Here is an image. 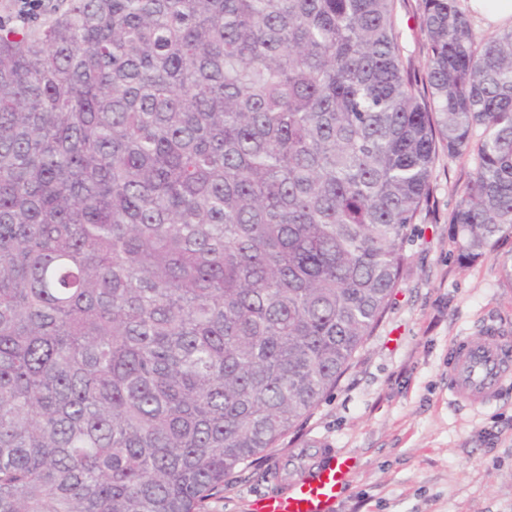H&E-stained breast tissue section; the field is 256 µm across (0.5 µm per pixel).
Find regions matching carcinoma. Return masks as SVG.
Wrapping results in <instances>:
<instances>
[{
  "instance_id": "obj_1",
  "label": "carcinoma",
  "mask_w": 512,
  "mask_h": 512,
  "mask_svg": "<svg viewBox=\"0 0 512 512\" xmlns=\"http://www.w3.org/2000/svg\"><path fill=\"white\" fill-rule=\"evenodd\" d=\"M65 0L0 21V512H204L389 306L438 149L512 235V27L424 0ZM396 3V28L403 63L411 73L422 77L426 71V33L422 27L423 0H397Z\"/></svg>"
}]
</instances>
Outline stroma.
Here are the masks:
<instances>
[{"label": "stroma", "mask_w": 512, "mask_h": 512, "mask_svg": "<svg viewBox=\"0 0 512 512\" xmlns=\"http://www.w3.org/2000/svg\"><path fill=\"white\" fill-rule=\"evenodd\" d=\"M423 0H397L405 67L426 71ZM474 162L440 153L428 212L406 246L389 308L335 389L262 458L239 469L208 512H248L341 449L357 465L337 512H512V384L472 411L449 399L448 351L496 326L512 336V288L490 256L460 266L448 216Z\"/></svg>", "instance_id": "35a3bbf8"}]
</instances>
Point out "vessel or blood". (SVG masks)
I'll return each mask as SVG.
<instances>
[{"label":"vessel or blood","mask_w":512,"mask_h":512,"mask_svg":"<svg viewBox=\"0 0 512 512\" xmlns=\"http://www.w3.org/2000/svg\"><path fill=\"white\" fill-rule=\"evenodd\" d=\"M448 380L454 402L483 406L495 401L512 381V338L491 332L477 342L457 340L448 355ZM355 467L349 453L330 454L287 490L252 497L248 512H334Z\"/></svg>","instance_id":"vessel-or-blood-1"}]
</instances>
